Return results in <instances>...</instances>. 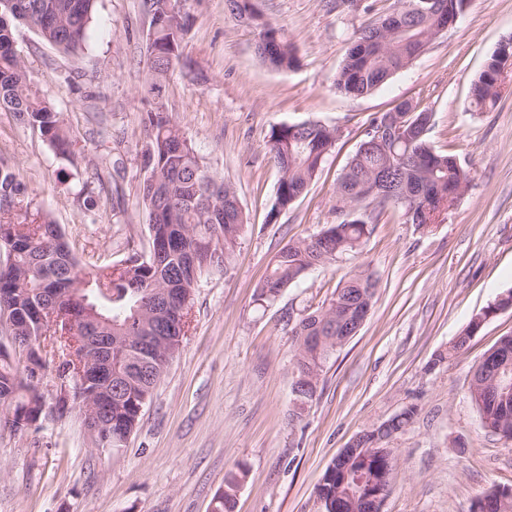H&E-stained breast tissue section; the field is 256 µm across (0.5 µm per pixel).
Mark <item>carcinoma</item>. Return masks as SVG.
Returning a JSON list of instances; mask_svg holds the SVG:
<instances>
[{
    "label": "carcinoma",
    "mask_w": 512,
    "mask_h": 512,
    "mask_svg": "<svg viewBox=\"0 0 512 512\" xmlns=\"http://www.w3.org/2000/svg\"><path fill=\"white\" fill-rule=\"evenodd\" d=\"M96 0H8L0 2V109L14 114L22 124L40 131L54 152L74 164L84 159L63 129L60 115L34 87L21 56L14 47L15 24L33 29L46 43L63 52L81 48L92 20ZM433 15H386L360 30L336 76V89L348 96H364L385 83L416 58L410 40L433 35ZM187 24L159 26L147 44L148 93L152 100L143 113L144 138L136 146L143 181L140 186L151 245L148 258L135 254L112 265L86 272L80 267L59 225L36 211L15 220L22 210L26 186L8 166H0V228L11 230V248L0 249V304L12 309L17 329L0 328L21 340L13 350L0 349V408L14 423H36L33 413L44 396L33 371L19 375L21 359L29 347L43 356H59L56 373L66 375L81 355L84 338L94 336L112 348V375L122 388L112 391L109 422L112 449L123 446L136 428L142 408L180 346L169 353L145 352L137 338L186 336L176 323L181 308L191 312L193 295L204 273L227 268L246 224L235 189L200 157L162 100V84L175 64L164 56L170 44L181 47ZM260 60L276 69L297 62L293 46L280 37L277 44L256 47ZM506 56L498 49L473 83L472 100L478 109L490 107L499 97L500 75ZM402 102L389 112L375 115L367 129L396 114L411 130L410 138L392 146L394 158L376 152L356 151L340 176L336 196L352 208H383L385 197L365 198L372 181L381 180L386 193L416 195L419 205L434 203L471 181V171L454 164L455 157L439 153L427 136L415 132L423 110H405ZM336 129L316 122L272 127L268 149L282 173L273 210L290 207L307 190L336 143ZM76 196L86 209L97 207L95 181L82 179ZM372 228L359 218L332 224L321 233L299 239L275 257L269 274L259 284L258 297L286 288L311 267L336 260L359 248ZM376 283L363 271L343 279L328 305L308 313L292 328L297 376L314 381L303 400H312L320 371L336 350L341 321L373 305ZM512 306V290L495 305L474 316L463 331L432 360L437 364L459 353L481 328L495 307ZM52 309L61 315L58 329L41 321L40 313ZM469 395L483 428L512 439V388L503 391V378L484 364L477 365ZM389 456L355 457L346 474L326 469L316 487L320 499L341 494L347 512H363L362 500L375 495L380 483L391 477ZM245 475L231 473L225 489L214 496L212 512H234V490Z\"/></svg>",
    "instance_id": "1"
}]
</instances>
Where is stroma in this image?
<instances>
[{
    "label": "stroma",
    "instance_id": "1",
    "mask_svg": "<svg viewBox=\"0 0 512 512\" xmlns=\"http://www.w3.org/2000/svg\"><path fill=\"white\" fill-rule=\"evenodd\" d=\"M398 0H254L296 48L276 70L256 53L254 30L225 0H185L190 29L164 100L212 169L231 184L247 223L223 273L195 290L189 331L117 450L94 447L77 407L46 409L22 432L0 429V512H211L237 466L248 474L236 512H323L315 494L327 467L359 432L415 408L386 440L395 451L382 512H471L493 487L512 489V441L482 428L469 399L473 370L512 336V309L489 317L465 349L434 363L471 318L512 288V68L497 104L476 109L471 86L512 37V0H469L455 24L371 94L336 89L359 30ZM140 0H98L81 49L67 54L17 26L15 47L41 95L99 172L98 205L72 191L79 174L39 131L0 112V164L14 168L34 206L59 224L84 270L148 252L135 146L148 108ZM409 101L432 112L430 145L454 155L471 181L431 232L401 207L340 208L336 184L375 114ZM338 128L307 191L274 211L282 177L272 127ZM359 217L374 231L357 251L309 270L279 296L256 286L293 241ZM369 270L374 307L330 356L315 399L293 418L292 324Z\"/></svg>",
    "mask_w": 512,
    "mask_h": 512
}]
</instances>
